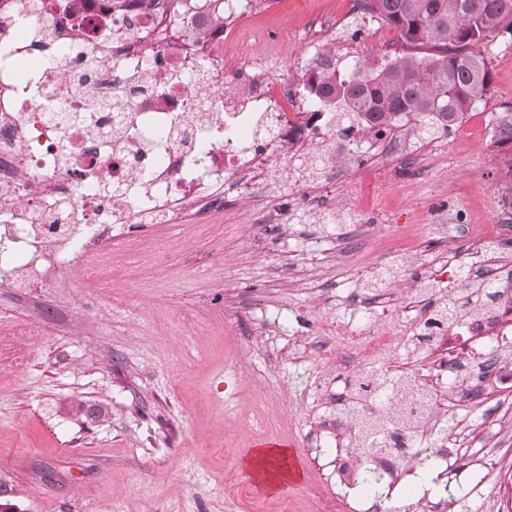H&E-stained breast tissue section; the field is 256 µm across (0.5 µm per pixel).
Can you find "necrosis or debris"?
Listing matches in <instances>:
<instances>
[{"label":"necrosis or debris","instance_id":"necrosis-or-debris-1","mask_svg":"<svg viewBox=\"0 0 512 512\" xmlns=\"http://www.w3.org/2000/svg\"><path fill=\"white\" fill-rule=\"evenodd\" d=\"M237 2L225 0L217 13L202 0H0V282L35 286L77 262L91 274L96 257L116 245L127 268L137 269L143 228L186 217L210 228L228 191L247 204L252 222L268 223L257 190L283 177L281 156L297 161L322 151L332 186L356 152L380 164L414 146L413 120L345 136L317 104H298L313 64L333 48L312 49L309 65L285 81L265 61L225 64ZM488 211L491 223L471 226L466 213L449 212L458 232L448 261L429 267L434 276L465 274L483 284L473 318L443 319L432 291L418 284L396 295L397 282L428 267L411 230L382 242L377 265L358 264V279L374 280L376 291L355 294L351 312L323 335L353 349L363 366L337 361L322 394L331 411L310 433L342 449L332 473L357 483L359 426H344L335 409L380 420L378 451L367 466L382 493L355 509L344 498L322 497L320 512H382L404 478L400 462L418 455L419 438L456 407L512 391V368L477 349L487 338L512 348V269L495 257L501 242L512 241V177ZM372 313L382 322L363 326L362 316ZM383 382L416 390L398 399L392 418L382 414ZM256 419L273 432L292 429L261 390L249 412L226 417L238 432ZM502 438L487 422L467 425L432 451L442 478L460 481L455 461L467 448L470 465L502 466L492 453Z\"/></svg>","mask_w":512,"mask_h":512}]
</instances>
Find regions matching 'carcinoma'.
Segmentation results:
<instances>
[{
    "instance_id": "carcinoma-1",
    "label": "carcinoma",
    "mask_w": 512,
    "mask_h": 512,
    "mask_svg": "<svg viewBox=\"0 0 512 512\" xmlns=\"http://www.w3.org/2000/svg\"><path fill=\"white\" fill-rule=\"evenodd\" d=\"M365 10L395 28L408 43L433 53L387 59L376 67L340 73L326 61L304 86L306 97L335 113L348 131L358 122L387 127L416 119L425 139L448 132L475 110L490 84L484 57L468 49L512 32V0H364Z\"/></svg>"
}]
</instances>
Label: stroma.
I'll return each instance as SVG.
<instances>
[{"label":"stroma","mask_w":512,"mask_h":512,"mask_svg":"<svg viewBox=\"0 0 512 512\" xmlns=\"http://www.w3.org/2000/svg\"><path fill=\"white\" fill-rule=\"evenodd\" d=\"M258 6L267 30L279 35L267 54L281 80L317 43H351L347 73L412 51L392 28L370 39L346 0ZM480 50L491 73L480 111L512 112V34ZM492 155L511 157L512 144L462 130L442 152L420 147L374 172L361 154L335 189V209L289 215V242L248 224L230 204L216 235L188 231V246L169 243L163 261L149 257L129 271L109 253L88 278L76 269L36 288L0 287V505L13 512H247L246 503H231L230 490L252 481L239 463L254 437L227 430L224 412L245 408L261 385L274 393V411L295 422L293 451L303 470L274 499L285 512H312L314 467L336 454L304 439L326 410L318 397L325 375L318 357L287 362L280 350L310 339L313 323L335 320L361 287L353 270L336 265L335 233L357 205L369 222L365 247L387 228L409 226L427 254L442 257L449 209L481 210L503 176ZM277 266L293 268L306 287L284 285L272 275ZM186 315L196 331L189 344L175 333ZM79 402L92 415L74 412ZM472 418L512 428V411L491 400L449 413L425 447ZM511 481L506 472L470 471L463 483L469 512H497Z\"/></svg>","instance_id":"obj_1"}]
</instances>
